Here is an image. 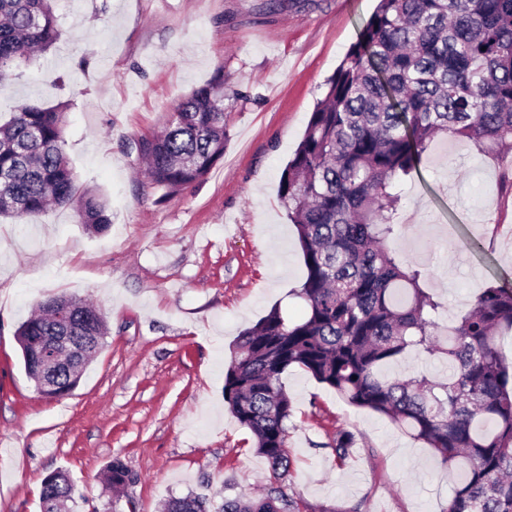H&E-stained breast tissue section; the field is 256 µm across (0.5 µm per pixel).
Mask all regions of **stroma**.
Returning a JSON list of instances; mask_svg holds the SVG:
<instances>
[{
  "instance_id": "obj_1",
  "label": "stroma",
  "mask_w": 512,
  "mask_h": 512,
  "mask_svg": "<svg viewBox=\"0 0 512 512\" xmlns=\"http://www.w3.org/2000/svg\"><path fill=\"white\" fill-rule=\"evenodd\" d=\"M377 0H57L62 35L0 80V113L75 98L66 153L80 186L105 198L112 223L88 232L73 210L0 220V512H39L41 482L66 470L74 512H106L103 474L120 458L134 476L119 512H162L188 492H263L269 469L224 401L239 333L273 307L300 319L306 277L279 200L325 83ZM224 73L238 92L223 159L199 183L165 194L134 143L165 125L194 88ZM500 160L436 140L402 186L393 246L426 267L449 315L512 277V197ZM482 250L469 249V242ZM93 303L105 344L76 389L40 396L17 326L52 295ZM284 489L311 512H443L452 480L432 449L386 416L346 403L293 366ZM353 450L337 461V432Z\"/></svg>"
}]
</instances>
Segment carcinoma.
Wrapping results in <instances>:
<instances>
[{
  "mask_svg": "<svg viewBox=\"0 0 512 512\" xmlns=\"http://www.w3.org/2000/svg\"><path fill=\"white\" fill-rule=\"evenodd\" d=\"M56 0H0V76L61 36ZM223 69L174 108L160 134L138 143L147 177L168 194L204 178L223 159ZM73 101L27 103L0 120V217H37L74 208L90 232L111 224L102 195L76 183L66 155L65 114ZM440 135L498 158L512 154V0H379L357 41L327 82L293 158L279 199L295 225L307 275L295 295L306 305L292 322L273 308L237 338L224 375V402L252 433L270 484L219 512H304L283 483L291 400L281 375L297 365L347 403L387 416L432 448L454 476L444 512H512V358L497 337L512 334V278L502 276L448 320L443 299L425 288V268L390 246L399 225L402 181L420 173ZM78 308L72 336H104L106 323L72 296L45 299L15 330L46 336L54 312ZM411 352L448 365L442 378L391 374ZM351 436L330 450L344 461ZM111 512L134 477L106 467ZM77 489L56 470L42 481L41 512H69ZM165 512H211L190 492Z\"/></svg>",
  "mask_w": 512,
  "mask_h": 512,
  "instance_id": "carcinoma-1",
  "label": "carcinoma"
}]
</instances>
